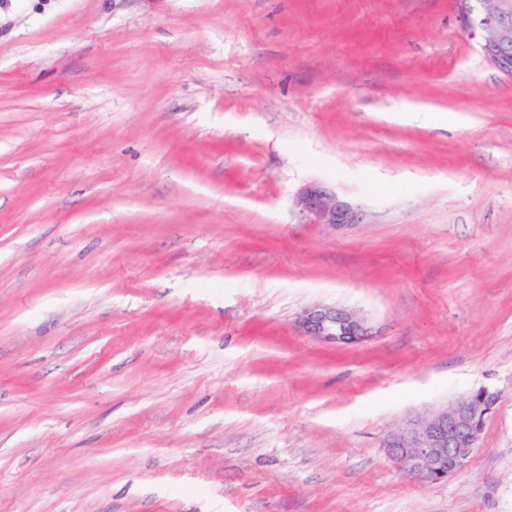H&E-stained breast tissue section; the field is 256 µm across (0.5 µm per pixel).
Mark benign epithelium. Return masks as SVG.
Segmentation results:
<instances>
[{
	"label": "benign epithelium",
	"mask_w": 512,
	"mask_h": 512,
	"mask_svg": "<svg viewBox=\"0 0 512 512\" xmlns=\"http://www.w3.org/2000/svg\"><path fill=\"white\" fill-rule=\"evenodd\" d=\"M462 14L474 12L480 24L465 22V31L480 35L488 60L512 72V0H458ZM300 211L318 224L334 228L359 223V211L320 186L297 199ZM300 328L317 339L356 343L371 335L366 319L336 305H315L300 317ZM498 394L480 388L428 415L411 419L390 431L383 442L387 456L426 483L446 482L460 474L478 443L486 418L494 412Z\"/></svg>",
	"instance_id": "obj_1"
}]
</instances>
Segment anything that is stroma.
I'll use <instances>...</instances> for the list:
<instances>
[{
	"instance_id": "35a3bbf8",
	"label": "stroma",
	"mask_w": 512,
	"mask_h": 512,
	"mask_svg": "<svg viewBox=\"0 0 512 512\" xmlns=\"http://www.w3.org/2000/svg\"><path fill=\"white\" fill-rule=\"evenodd\" d=\"M482 387L462 473L387 457ZM0 512H512V75L456 0H0ZM300 211L314 217L318 224L334 228L359 223V211L320 186H311L297 199ZM300 328L317 339L334 343H356L371 336L366 319L336 305H315L300 317Z\"/></svg>"
}]
</instances>
